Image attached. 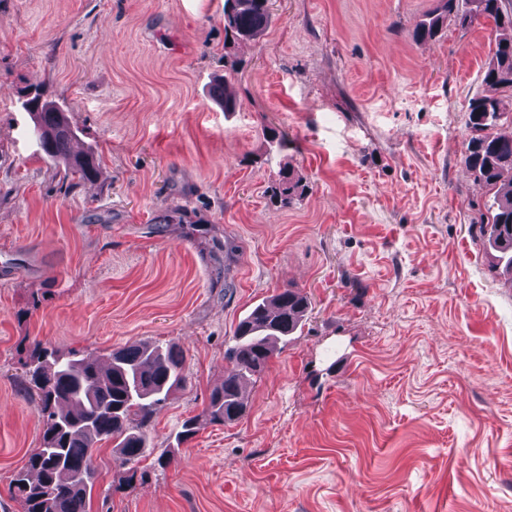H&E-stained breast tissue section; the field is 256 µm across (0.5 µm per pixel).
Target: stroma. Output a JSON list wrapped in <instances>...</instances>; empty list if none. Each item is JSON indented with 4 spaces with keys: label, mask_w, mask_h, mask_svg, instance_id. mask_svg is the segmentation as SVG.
Masks as SVG:
<instances>
[{
    "label": "stroma",
    "mask_w": 512,
    "mask_h": 512,
    "mask_svg": "<svg viewBox=\"0 0 512 512\" xmlns=\"http://www.w3.org/2000/svg\"><path fill=\"white\" fill-rule=\"evenodd\" d=\"M437 3L271 0L227 112L224 0H0V512L42 433L34 344L143 342L185 356L151 418L171 462L129 484L102 443L90 512H512V284L462 162L495 40L452 19L414 40ZM37 89L98 181L27 136ZM285 166L305 192L279 208ZM292 288L311 305L245 413L179 442L239 321Z\"/></svg>",
    "instance_id": "35a3bbf8"
}]
</instances>
